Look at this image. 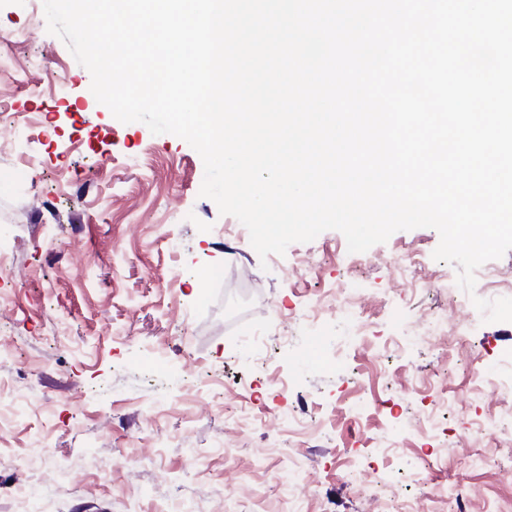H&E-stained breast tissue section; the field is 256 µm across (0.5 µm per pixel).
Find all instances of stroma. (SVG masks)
<instances>
[{
    "instance_id": "1",
    "label": "stroma",
    "mask_w": 512,
    "mask_h": 512,
    "mask_svg": "<svg viewBox=\"0 0 512 512\" xmlns=\"http://www.w3.org/2000/svg\"><path fill=\"white\" fill-rule=\"evenodd\" d=\"M55 73L68 92L47 88ZM90 86L42 0H0V399L27 402L0 434V512H291L295 468L303 512H512V446L475 431L512 416L480 383L512 322L459 303L438 232L354 254L327 230L260 259L201 196L200 155L121 123ZM341 289L357 320L303 324ZM475 294L512 297V250L477 269ZM432 315L441 335L396 347ZM272 322L256 362L248 338ZM353 467L375 471L380 500Z\"/></svg>"
}]
</instances>
